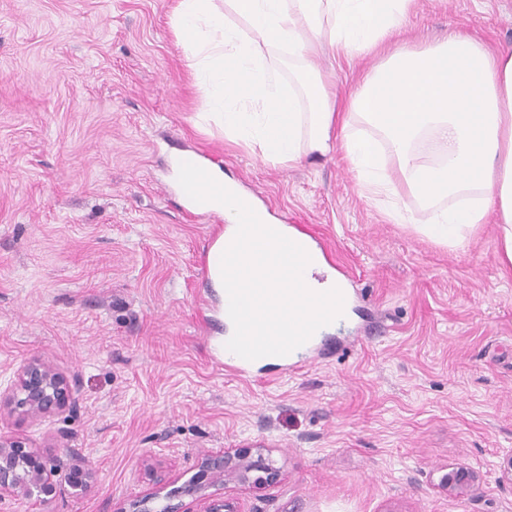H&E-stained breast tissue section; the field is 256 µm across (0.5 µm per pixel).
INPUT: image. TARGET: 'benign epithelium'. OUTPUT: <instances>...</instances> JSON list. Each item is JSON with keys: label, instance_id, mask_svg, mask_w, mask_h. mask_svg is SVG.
Instances as JSON below:
<instances>
[{"label": "benign epithelium", "instance_id": "1", "mask_svg": "<svg viewBox=\"0 0 512 512\" xmlns=\"http://www.w3.org/2000/svg\"><path fill=\"white\" fill-rule=\"evenodd\" d=\"M11 413L37 420L69 409L73 403L71 381L52 365L38 359L24 361L17 369L15 383L0 391V404ZM279 471L263 458L262 449L237 448L204 455L198 471L181 486L167 490L160 479L155 489L116 512H156L153 503L164 497H186L207 503L204 512H239L234 502L218 498L210 489L234 484L260 490L277 481ZM94 472L76 449L65 446L48 462L20 435L0 431V501L22 500L31 509L45 504L63 483L88 490ZM481 475L468 467H452L441 475L436 488L444 494L464 498L480 485Z\"/></svg>", "mask_w": 512, "mask_h": 512}]
</instances>
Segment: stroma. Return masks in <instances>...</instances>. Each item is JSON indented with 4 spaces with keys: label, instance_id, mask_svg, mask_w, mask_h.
Here are the masks:
<instances>
[{
    "label": "stroma",
    "instance_id": "35a3bbf8",
    "mask_svg": "<svg viewBox=\"0 0 512 512\" xmlns=\"http://www.w3.org/2000/svg\"><path fill=\"white\" fill-rule=\"evenodd\" d=\"M176 0H0V389L38 358L74 385L72 410L0 430L95 472L40 512H112L186 481L203 455L263 447L279 471L229 486L241 512H512V269L495 216L462 246L425 237L426 213L361 186L341 153L285 167L198 120L171 26ZM465 32L512 50V0H414L370 55L311 57L347 92L390 52ZM199 149L276 221L310 229L355 288L326 357L252 377L210 357L217 290L200 260L214 219L187 211L175 155ZM413 215L408 224L393 207ZM478 471L457 499L433 483ZM441 475L436 488L444 494L464 498L471 495L480 485L481 475L478 471L468 467H452Z\"/></svg>",
    "mask_w": 512,
    "mask_h": 512
}]
</instances>
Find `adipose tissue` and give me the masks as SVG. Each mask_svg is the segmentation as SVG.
<instances>
[{
    "mask_svg": "<svg viewBox=\"0 0 512 512\" xmlns=\"http://www.w3.org/2000/svg\"><path fill=\"white\" fill-rule=\"evenodd\" d=\"M243 25L215 0H177L176 35L196 77L203 114L223 120L231 138L259 141L267 158L292 166L341 148L360 182L396 195L375 144L353 130L357 113L382 131L408 191L428 211L420 229L459 244L495 214L504 261L512 267V51L489 52L474 38L449 33L421 49H398L338 105L321 73L304 97L279 76L266 49L303 59L319 47L368 54L397 29L412 0H227ZM432 134L440 163L419 164L412 150ZM458 199L439 208L437 200Z\"/></svg>",
    "mask_w": 512,
    "mask_h": 512,
    "instance_id": "1",
    "label": "adipose tissue"
}]
</instances>
